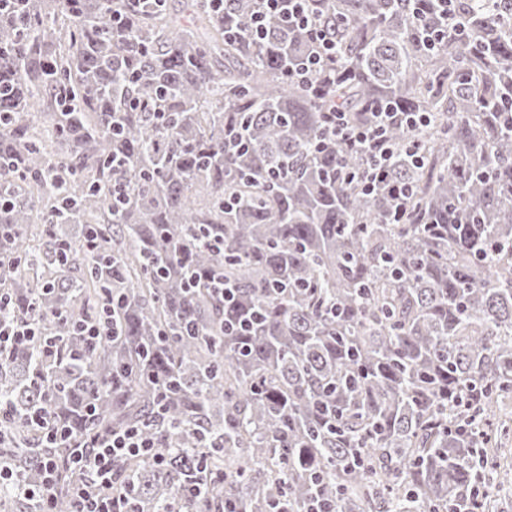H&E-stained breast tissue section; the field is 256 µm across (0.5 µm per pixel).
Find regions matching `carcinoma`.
Instances as JSON below:
<instances>
[{
	"label": "carcinoma",
	"instance_id": "carcinoma-1",
	"mask_svg": "<svg viewBox=\"0 0 512 512\" xmlns=\"http://www.w3.org/2000/svg\"><path fill=\"white\" fill-rule=\"evenodd\" d=\"M185 2L0 0V294L40 331L0 353V454L53 460L58 512L127 427L162 459L115 462L135 512H465L512 433V0L453 32L447 0H318L322 97L307 31ZM381 104L431 123L368 193L329 112Z\"/></svg>",
	"mask_w": 512,
	"mask_h": 512
}]
</instances>
